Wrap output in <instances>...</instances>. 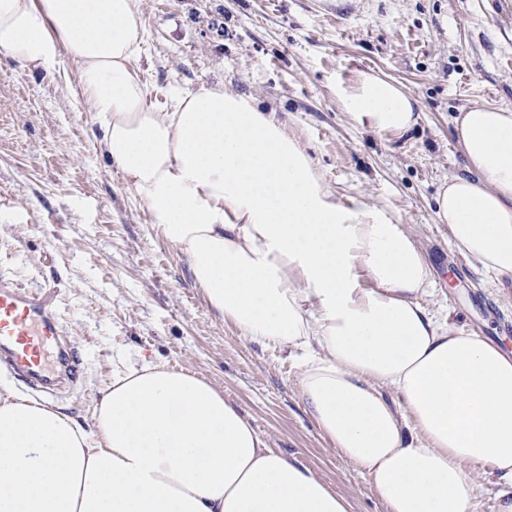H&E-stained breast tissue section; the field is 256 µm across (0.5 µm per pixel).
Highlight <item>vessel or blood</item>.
Segmentation results:
<instances>
[{
  "mask_svg": "<svg viewBox=\"0 0 512 512\" xmlns=\"http://www.w3.org/2000/svg\"><path fill=\"white\" fill-rule=\"evenodd\" d=\"M57 309L56 291L28 290L13 277L0 275V365L42 392L73 384L78 375L73 345L57 328ZM52 348L63 367L59 378L45 364V353Z\"/></svg>",
  "mask_w": 512,
  "mask_h": 512,
  "instance_id": "1",
  "label": "vessel or blood"
}]
</instances>
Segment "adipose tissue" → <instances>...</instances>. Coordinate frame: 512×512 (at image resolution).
<instances>
[{"label":"adipose tissue","mask_w":512,"mask_h":512,"mask_svg":"<svg viewBox=\"0 0 512 512\" xmlns=\"http://www.w3.org/2000/svg\"><path fill=\"white\" fill-rule=\"evenodd\" d=\"M142 42L138 0H0V54L76 66L96 139L155 234L213 314L297 357L307 412L386 512H477L483 466L501 482L496 512H512V352L421 304L434 273L411 235L381 209L338 204L276 113L219 85L182 94L171 112L147 107L132 67ZM336 99L378 133L419 118L410 95L370 72ZM456 124L469 174L441 183L437 221L468 264L512 276V108L474 104ZM0 512L349 503L297 455L270 449L210 382L149 363L114 374L89 430L0 391Z\"/></svg>","instance_id":"ef3b65f1"}]
</instances>
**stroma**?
<instances>
[{
    "label": "stroma",
    "mask_w": 512,
    "mask_h": 512,
    "mask_svg": "<svg viewBox=\"0 0 512 512\" xmlns=\"http://www.w3.org/2000/svg\"><path fill=\"white\" fill-rule=\"evenodd\" d=\"M141 0L133 66L149 106L223 84L276 112L337 203L396 215L432 266L422 304L450 328L512 351V277L504 288L456 255L434 215L441 181L466 175L455 119L472 104L512 107V0ZM369 71L417 101L401 135L353 126L337 86ZM77 71L0 56V272L60 292L59 323L82 377L53 407L91 426L116 371L162 363L223 391L270 448L294 453L350 503L385 512L315 426L287 349L239 336L209 311L177 249L157 237L119 168L94 138Z\"/></svg>",
    "instance_id": "obj_1"
}]
</instances>
